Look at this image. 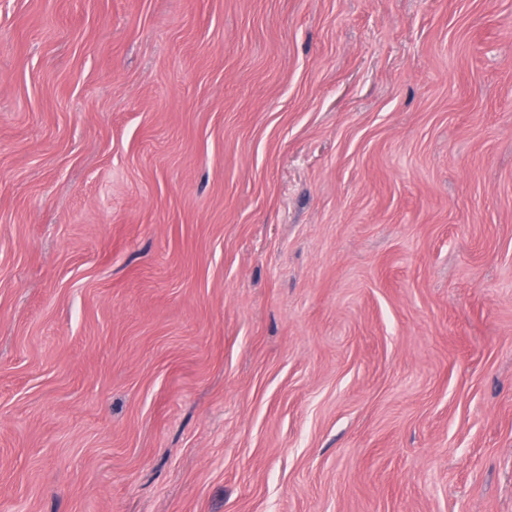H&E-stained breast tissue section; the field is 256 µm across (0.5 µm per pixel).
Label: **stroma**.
Segmentation results:
<instances>
[{
    "label": "stroma",
    "instance_id": "stroma-1",
    "mask_svg": "<svg viewBox=\"0 0 512 512\" xmlns=\"http://www.w3.org/2000/svg\"><path fill=\"white\" fill-rule=\"evenodd\" d=\"M0 512H512V0H0Z\"/></svg>",
    "mask_w": 512,
    "mask_h": 512
}]
</instances>
